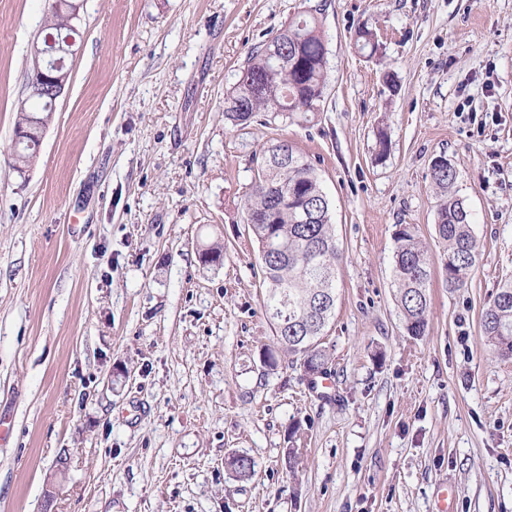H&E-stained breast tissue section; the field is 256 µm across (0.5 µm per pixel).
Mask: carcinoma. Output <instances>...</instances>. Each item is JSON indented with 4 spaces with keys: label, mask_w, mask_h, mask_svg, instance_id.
Wrapping results in <instances>:
<instances>
[{
    "label": "carcinoma",
    "mask_w": 512,
    "mask_h": 512,
    "mask_svg": "<svg viewBox=\"0 0 512 512\" xmlns=\"http://www.w3.org/2000/svg\"><path fill=\"white\" fill-rule=\"evenodd\" d=\"M69 0H59L47 19L45 31L55 35H77L68 28ZM285 47L292 69L280 66L270 46L256 48L237 83L224 97L239 99L249 93L246 111L229 109L226 119L245 125L258 112L279 111L301 115L319 110L326 89L327 49L320 30L318 9L299 13L284 29ZM40 109L31 110L22 101L15 127L32 119L50 118L53 102L35 97ZM38 139L27 137L15 148V169L28 167L36 157ZM265 150L242 209L258 251L271 260L262 265L266 295L264 304L273 322L278 348L300 361L303 372L328 374L329 355L322 346L326 328L336 307L335 268L338 248L331 223V202L324 193L312 162L293 146L288 160L270 158ZM438 196L435 231L445 244L442 272L446 286L458 291L467 285L480 251L471 230V216L464 201L451 193L456 170L431 172ZM311 220L300 222V205ZM430 259L414 228L397 231L392 268L395 298L410 336H421L427 326ZM483 335L497 356L512 358V279L502 282L492 303L481 313Z\"/></svg>",
    "instance_id": "carcinoma-1"
}]
</instances>
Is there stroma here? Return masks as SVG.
I'll return each mask as SVG.
<instances>
[{"instance_id": "1", "label": "stroma", "mask_w": 512, "mask_h": 512, "mask_svg": "<svg viewBox=\"0 0 512 512\" xmlns=\"http://www.w3.org/2000/svg\"><path fill=\"white\" fill-rule=\"evenodd\" d=\"M54 3L0 0V512H439L445 492L453 512H512V360L480 324L512 278V0H81L21 174L16 106ZM315 5L319 112L232 125L251 52ZM278 140L332 204L325 388L287 353L262 361L274 329L242 200ZM439 154L481 251L454 292ZM404 225L432 271L418 338L392 288ZM216 243L222 264H202ZM291 446L308 451L294 473Z\"/></svg>"}]
</instances>
